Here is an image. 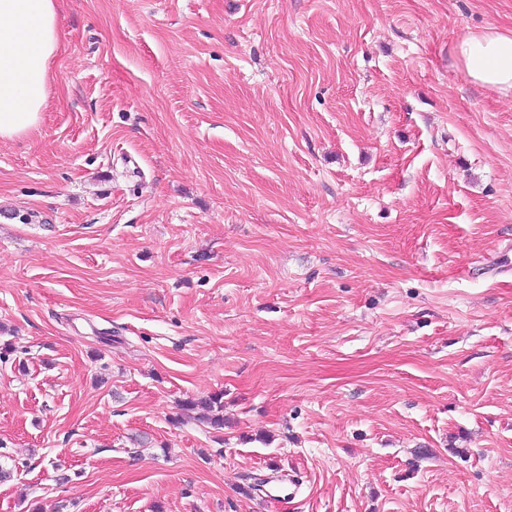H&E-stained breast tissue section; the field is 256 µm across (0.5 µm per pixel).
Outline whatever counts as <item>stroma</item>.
Masks as SVG:
<instances>
[{
  "label": "stroma",
  "instance_id": "stroma-1",
  "mask_svg": "<svg viewBox=\"0 0 512 512\" xmlns=\"http://www.w3.org/2000/svg\"><path fill=\"white\" fill-rule=\"evenodd\" d=\"M486 27L512 0H58L0 141V512H512ZM455 53L471 81L500 92L512 91V32L491 27L468 32L457 41ZM222 396H211L208 398H201L198 400H189L187 405L190 407L200 408L207 413H213L207 417L211 427L215 430L224 428V404L222 402Z\"/></svg>",
  "mask_w": 512,
  "mask_h": 512
}]
</instances>
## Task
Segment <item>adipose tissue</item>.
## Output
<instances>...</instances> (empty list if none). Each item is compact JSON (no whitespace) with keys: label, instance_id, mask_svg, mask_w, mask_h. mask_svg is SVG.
<instances>
[{"label":"adipose tissue","instance_id":"adipose-tissue-1","mask_svg":"<svg viewBox=\"0 0 512 512\" xmlns=\"http://www.w3.org/2000/svg\"><path fill=\"white\" fill-rule=\"evenodd\" d=\"M58 47L57 0H0V140L39 124ZM455 53L471 81L512 91V32L489 27L466 33Z\"/></svg>","mask_w":512,"mask_h":512}]
</instances>
